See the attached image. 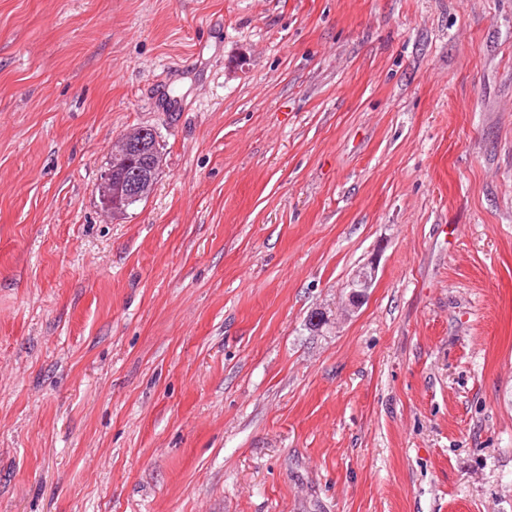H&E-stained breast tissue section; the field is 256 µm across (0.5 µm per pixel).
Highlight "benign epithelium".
<instances>
[{
	"mask_svg": "<svg viewBox=\"0 0 512 512\" xmlns=\"http://www.w3.org/2000/svg\"><path fill=\"white\" fill-rule=\"evenodd\" d=\"M161 167L162 155L152 129L139 127L124 133L96 184L100 206L111 214L124 210V206L129 203L147 198L155 186ZM122 170L126 173V192L120 197L113 195L112 185L115 176ZM372 282V272L367 270L358 272L351 279L348 288L352 306L357 307L362 303Z\"/></svg>",
	"mask_w": 512,
	"mask_h": 512,
	"instance_id": "obj_1",
	"label": "benign epithelium"
}]
</instances>
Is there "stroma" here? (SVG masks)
Here are the masks:
<instances>
[{
  "label": "stroma",
  "mask_w": 512,
  "mask_h": 512,
  "mask_svg": "<svg viewBox=\"0 0 512 512\" xmlns=\"http://www.w3.org/2000/svg\"><path fill=\"white\" fill-rule=\"evenodd\" d=\"M0 512H512V0H0ZM139 155L149 156L143 169L135 167L132 162ZM161 167L162 155L156 134L152 129L139 127L124 133L96 184L100 206L107 213L112 214L124 210L129 203L147 198L155 186ZM123 169L126 173V192L122 197L114 196L112 192L114 177ZM136 203L130 204L126 211ZM123 204L125 206H122ZM373 276L371 271L363 270L358 272L348 283L350 288L349 302L353 307H358L364 300L368 288H371Z\"/></svg>",
  "instance_id": "35a3bbf8"
}]
</instances>
